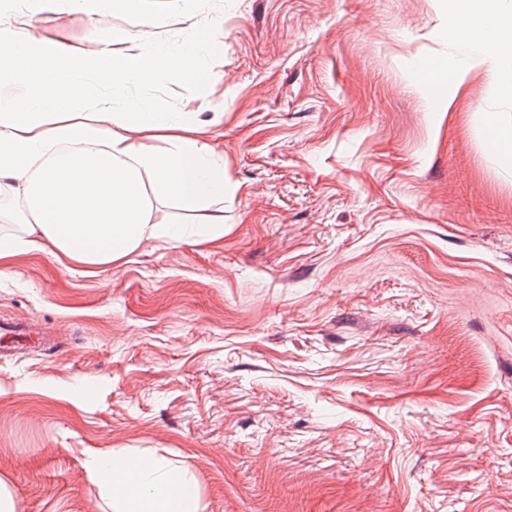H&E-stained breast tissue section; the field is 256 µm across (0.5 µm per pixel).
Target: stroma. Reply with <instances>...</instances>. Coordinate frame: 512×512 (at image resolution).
Here are the masks:
<instances>
[{"mask_svg": "<svg viewBox=\"0 0 512 512\" xmlns=\"http://www.w3.org/2000/svg\"><path fill=\"white\" fill-rule=\"evenodd\" d=\"M128 0H0L75 55ZM153 40L210 34L201 75L124 95L190 112L224 154L222 239L0 277V481L15 512H112L94 452L186 471L203 512H512V163L483 79L454 109L408 85L447 61L446 0H145ZM486 124L492 149L503 155L512 156V120H504L491 112L486 116Z\"/></svg>", "mask_w": 512, "mask_h": 512, "instance_id": "35a3bbf8", "label": "stroma"}]
</instances>
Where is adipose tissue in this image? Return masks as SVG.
<instances>
[{
	"instance_id": "adipose-tissue-1",
	"label": "adipose tissue",
	"mask_w": 512,
	"mask_h": 512,
	"mask_svg": "<svg viewBox=\"0 0 512 512\" xmlns=\"http://www.w3.org/2000/svg\"><path fill=\"white\" fill-rule=\"evenodd\" d=\"M452 23L446 36L463 50L453 66L431 62L430 75L413 68L409 79L426 93L448 89L481 73L493 97L512 100V0H448ZM130 28L102 35L88 16L92 35L103 45L125 43L122 61L86 57L60 70L54 60L72 55L58 42L30 45L0 29V46L16 60L0 84V187L23 198L31 216L19 236H0V263L30 251L96 267L129 256L149 241L200 244L223 238L220 222L161 223L154 199L168 198L191 211L208 209L224 197V157L196 137L185 113L152 112L144 103H112L99 86L122 89L163 81L170 67L198 69L199 33L194 47L162 46L149 40L155 19L131 12ZM75 85L79 97L67 103L34 93L35 79ZM164 141L156 149L155 141ZM97 480L111 488L114 512H201L193 482L166 469L150 455L110 451L96 462Z\"/></svg>"
}]
</instances>
